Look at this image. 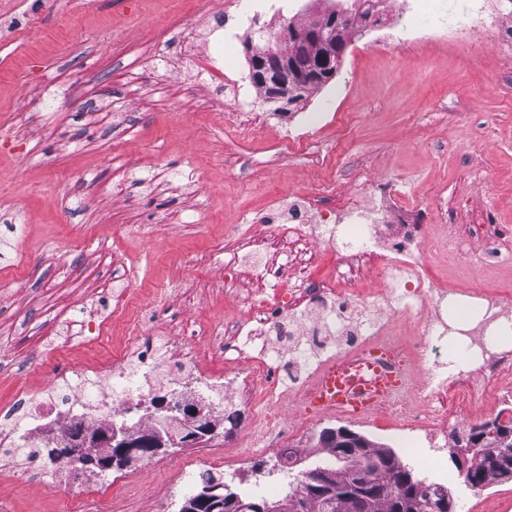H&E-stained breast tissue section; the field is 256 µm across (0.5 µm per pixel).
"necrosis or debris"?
I'll list each match as a JSON object with an SVG mask.
<instances>
[{
  "label": "necrosis or debris",
  "mask_w": 512,
  "mask_h": 512,
  "mask_svg": "<svg viewBox=\"0 0 512 512\" xmlns=\"http://www.w3.org/2000/svg\"><path fill=\"white\" fill-rule=\"evenodd\" d=\"M320 218V213L309 204L295 199L282 201L275 212L263 215L261 221L273 226L276 232L303 238L311 235L313 224ZM384 220L383 213L353 208L333 225L328 238L329 245L342 247L349 257L372 261L378 271L380 290H349L332 280L317 282L309 278L292 286L296 304L305 306L311 319L322 318L338 328L343 341L338 350L324 353L302 381L289 386L288 394L293 400H300L313 390L327 367H343L373 349L382 348L402 373L403 384L396 398L374 408L372 420L394 418L412 431L426 427L443 431L448 426V411L434 405V396L451 386L468 392L478 377L493 380L512 375V350L499 347L493 336L507 318L508 300L483 290L462 293L435 288L430 268L456 256L454 240L443 238L426 247L399 226L380 233L379 226ZM378 294L391 308H415L418 328L410 343L398 340L391 316L345 326L349 310L358 305L371 306ZM464 297L477 300L480 318L467 324L445 318V303L453 304ZM407 353L431 357L428 391L414 389L412 371L403 359ZM172 357V363L163 362L156 356L150 339L133 331L123 346L113 352L110 361L74 366L72 374L80 380L91 374L97 376L94 389L80 384L58 393L49 387L42 398L30 396L20 401V418L0 427V464L15 467L20 478L43 472L47 464L37 449L46 436L76 423L89 429L112 423L119 411L140 405L162 382L170 386L191 384L195 397L208 401L211 411L216 413L222 412L226 402L249 398L261 431L276 429L283 422L286 410L273 398L274 369L265 356L255 357L220 389L215 388L212 376L180 350H173Z\"/></svg>",
  "instance_id": "1"
}]
</instances>
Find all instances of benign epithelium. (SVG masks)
<instances>
[{"label": "benign epithelium", "instance_id": "1", "mask_svg": "<svg viewBox=\"0 0 512 512\" xmlns=\"http://www.w3.org/2000/svg\"><path fill=\"white\" fill-rule=\"evenodd\" d=\"M345 18L343 9L332 7L306 22L304 35L289 23L273 34L265 46L250 47V80L263 89V104L272 106L274 112H287L336 75L344 54L336 49V38L345 41L348 37ZM158 409L159 426L147 432L133 433L116 427L104 433L87 430L77 439L52 438L49 444L80 471L121 470L172 448L195 446L216 433L217 424L204 417L203 406L185 394L172 402L159 403ZM330 436L336 441L337 457L359 465L346 481H339L329 468L310 469L303 473L300 496L287 494L275 501H244L229 485L212 484L188 496L182 512H309L314 500L333 507L343 499L369 496L368 469L383 467L390 456L382 454L366 463L364 438L343 429ZM89 447L94 449L90 458L86 457ZM454 460L462 472L477 473L483 485L507 477L512 474V432L496 425L482 430L455 454ZM418 489L412 473L401 468L393 484V512H417Z\"/></svg>", "mask_w": 512, "mask_h": 512}]
</instances>
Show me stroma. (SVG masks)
Masks as SVG:
<instances>
[{
  "mask_svg": "<svg viewBox=\"0 0 512 512\" xmlns=\"http://www.w3.org/2000/svg\"><path fill=\"white\" fill-rule=\"evenodd\" d=\"M353 0H0V409L19 391H65L73 361L110 358L127 324L157 352L178 341L221 377L257 355L241 339L224 351L226 322L249 317L273 271L371 288L364 264L342 270L328 245L281 237L260 223L285 196L319 200L323 214L365 205L379 191L417 206L408 216L420 240L451 232L466 270L436 267L447 290L481 288L512 300V265L490 266L485 234L497 225L512 246V37L498 21L500 0H379L380 25L355 34L335 78L271 114L248 78L246 43H263L282 24H303L328 2ZM224 14L223 27L208 20ZM483 16L496 41L474 52L461 26ZM224 70L209 87L204 62ZM232 106L263 121L269 135L247 141L225 125ZM254 239L263 257L224 266L232 231ZM132 288L131 321L113 319L114 294ZM512 377L475 380L466 397L448 391V415L465 428L496 421L492 388ZM208 442L215 464L192 448L156 456L157 472L100 476L112 512H179L200 488L186 461L210 469L235 492L286 481L326 457L318 436L344 427L391 448L427 481L451 491L457 512L480 505L512 512V480L465 488L451 450L432 468L413 447L420 432L386 421L326 415L287 404L280 429L257 435L248 406H225ZM303 448L294 466L277 463L287 444ZM66 464L26 480L0 471L8 512H88L67 489Z\"/></svg>",
  "mask_w": 512,
  "mask_h": 512,
  "instance_id": "35a3bbf8",
  "label": "stroma"
}]
</instances>
